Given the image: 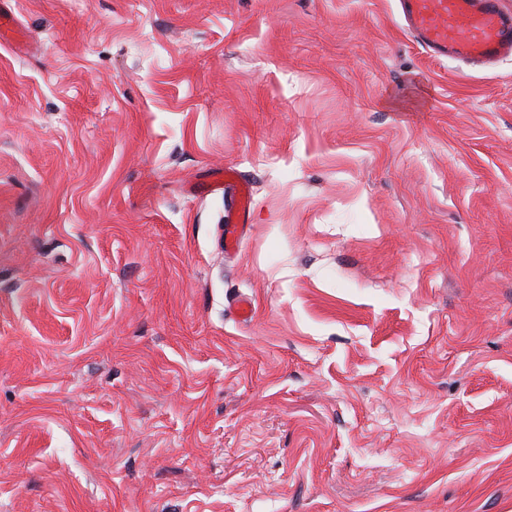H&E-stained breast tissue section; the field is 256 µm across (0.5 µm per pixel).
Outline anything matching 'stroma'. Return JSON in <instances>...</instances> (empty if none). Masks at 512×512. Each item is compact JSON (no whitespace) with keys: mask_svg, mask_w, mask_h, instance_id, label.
Wrapping results in <instances>:
<instances>
[{"mask_svg":"<svg viewBox=\"0 0 512 512\" xmlns=\"http://www.w3.org/2000/svg\"><path fill=\"white\" fill-rule=\"evenodd\" d=\"M2 11L0 512H512V58L399 0Z\"/></svg>","mask_w":512,"mask_h":512,"instance_id":"stroma-1","label":"stroma"}]
</instances>
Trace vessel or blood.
I'll return each instance as SVG.
<instances>
[{
    "label": "vessel or blood",
    "mask_w": 512,
    "mask_h": 512,
    "mask_svg": "<svg viewBox=\"0 0 512 512\" xmlns=\"http://www.w3.org/2000/svg\"><path fill=\"white\" fill-rule=\"evenodd\" d=\"M407 26L436 57L486 65L512 56V15L500 0H400Z\"/></svg>",
    "instance_id": "obj_1"
}]
</instances>
